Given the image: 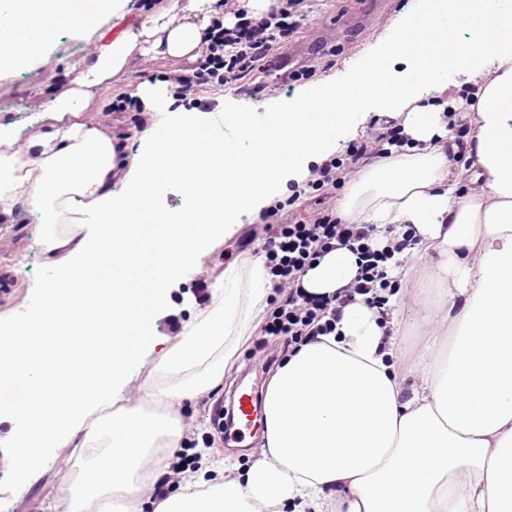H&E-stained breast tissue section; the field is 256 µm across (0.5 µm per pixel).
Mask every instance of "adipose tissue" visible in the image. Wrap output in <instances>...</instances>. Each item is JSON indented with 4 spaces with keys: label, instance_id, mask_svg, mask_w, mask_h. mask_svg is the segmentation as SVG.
I'll list each match as a JSON object with an SVG mask.
<instances>
[{
    "label": "adipose tissue",
    "instance_id": "1",
    "mask_svg": "<svg viewBox=\"0 0 512 512\" xmlns=\"http://www.w3.org/2000/svg\"><path fill=\"white\" fill-rule=\"evenodd\" d=\"M223 15L222 0H170L152 13L139 0H0V74L43 60L58 29L81 38L106 20L119 28L93 50L82 89L51 102L55 125L26 149L0 122V211L41 217L49 268L36 312L0 335V385L27 390L10 413V469L34 479L57 448H79L68 512H283L289 501L294 512H512V0H425L382 53L411 59L405 78L382 66L280 101L262 142L252 135L257 113L205 115L147 83L137 88L146 108L165 113L149 131L116 140L79 122L93 88L131 72L136 55H205ZM458 75L475 105L434 102ZM371 111L404 115L411 142L364 167L341 218L372 225L380 248L388 225L415 231L435 296L413 321L446 334L447 347L428 346L401 368L394 307L405 291L386 310L356 297L333 333L277 369L264 398L263 459L245 479L209 481L201 468L152 497L155 473L184 435L177 405L223 381L237 352L230 339L244 315L264 313L273 277L262 255L228 265L145 387L156 410L102 418L97 409L121 401L152 346L165 293L130 287L128 272L177 275L302 179L310 161L335 153L340 133ZM225 123L237 128L230 155ZM460 124L470 130L462 152L451 132ZM172 180L184 205L159 210ZM467 183L476 189L461 195ZM357 270L341 247L301 282L332 295Z\"/></svg>",
    "mask_w": 512,
    "mask_h": 512
}]
</instances>
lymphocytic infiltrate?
Returning a JSON list of instances; mask_svg holds the SVG:
<instances>
[{
	"mask_svg": "<svg viewBox=\"0 0 512 512\" xmlns=\"http://www.w3.org/2000/svg\"><path fill=\"white\" fill-rule=\"evenodd\" d=\"M299 0H285L281 9L260 16H250L247 0H225L234 22L226 26L215 22L209 33L205 58L192 74L178 76L180 96L193 94L212 84L240 83L260 69L262 62L288 44L295 28L292 8ZM408 137L402 123L390 121L369 138L349 142L342 155L324 162L309 181L311 190L335 185L339 171L357 164L365 156H384L387 147L400 146ZM371 227L367 224H345L335 214L327 213L310 224H285L260 245L274 277L273 286L287 290L284 304L271 315L265 330L273 336L287 338L289 347L299 349L307 339L330 333L332 319L342 306L356 296L370 295L374 304H384L378 289L388 286L385 266L393 253L413 245L414 240L402 236L388 246L375 249L369 244ZM339 246L348 247L358 259V273L347 289L328 296L308 294L301 284L305 271L312 268L326 252Z\"/></svg>",
	"mask_w": 512,
	"mask_h": 512,
	"instance_id": "obj_1",
	"label": "lymphocytic infiltrate"
}]
</instances>
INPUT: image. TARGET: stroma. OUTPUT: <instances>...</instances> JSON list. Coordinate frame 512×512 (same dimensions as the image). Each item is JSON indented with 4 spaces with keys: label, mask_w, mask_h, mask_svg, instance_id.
Segmentation results:
<instances>
[{
    "label": "stroma",
    "mask_w": 512,
    "mask_h": 512,
    "mask_svg": "<svg viewBox=\"0 0 512 512\" xmlns=\"http://www.w3.org/2000/svg\"><path fill=\"white\" fill-rule=\"evenodd\" d=\"M422 3L423 0H303L297 7L303 20L288 40L285 62L292 70L314 66L315 76L252 97L231 95L226 87L210 86L197 91L196 107L205 112L219 106L228 112L252 111L275 97L288 100L302 97L324 82H350L363 74L365 61L379 54L381 45L405 24L409 15L421 9ZM89 61V48L79 47L69 32H62L48 61L0 78V117L23 121L45 109L53 99L76 88ZM136 65V74H118L99 90L82 114L84 122L116 139L137 126L150 128L152 122L145 113L112 111L113 99L129 93L137 83L159 80L170 72L195 67L194 62L173 57H145L138 59ZM349 184L345 178L336 187L301 196L282 212V221H311L321 214L337 211ZM252 229L249 222L234 226L223 240L200 252L171 281L156 322L155 347L145 353L143 367L127 381L123 389L125 406L141 404V388L150 378L159 348L172 341L183 324L207 306V299L199 292L201 285L223 287L224 269L245 258L242 244ZM41 234L38 216L19 212L0 216V326L17 321L37 306L33 285L46 276L45 256L39 245ZM262 328L259 320L248 324L238 344L232 377H245L254 360L275 359L283 351L282 339L264 335ZM223 402L224 390L219 387L197 401L180 405L186 440L177 459L164 469L167 484H176L185 469H198L203 461L225 466L229 475L242 477L259 459L260 437L250 438L247 451L241 454L230 448L217 429L213 417ZM78 474L79 469L66 448L58 449L39 479L25 486L17 484L8 466L0 461V489L10 492L6 504H0V512H64L61 488L64 483L75 481Z\"/></svg>",
    "instance_id": "1"
}]
</instances>
